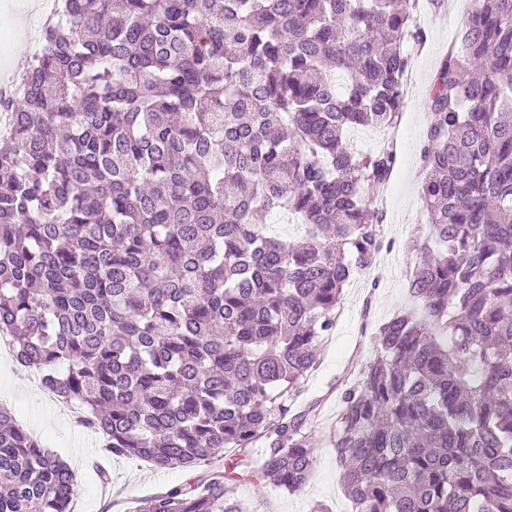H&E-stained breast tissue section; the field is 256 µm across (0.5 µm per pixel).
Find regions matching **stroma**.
Segmentation results:
<instances>
[{
    "label": "stroma",
    "instance_id": "1",
    "mask_svg": "<svg viewBox=\"0 0 512 512\" xmlns=\"http://www.w3.org/2000/svg\"><path fill=\"white\" fill-rule=\"evenodd\" d=\"M452 9H433L429 0H419L418 16L426 31L422 49L412 51L414 84L404 96L401 116L394 129L372 130L371 148L395 141L398 162L390 179L391 191L382 192L386 219L380 226L383 249L380 266L369 275L356 277L344 290L332 335L324 337L319 364L308 376L295 402L297 409L315 408L313 422L318 444L313 474L298 492L288 494L237 482L236 494L249 512H311L314 504H325L329 512H352L341 470L330 441L336 431L341 394L372 355L375 329L398 312L412 308L408 279L417 262L409 245L425 240V222L420 195L422 170L419 154L429 118L425 96L429 83L453 41L470 0H452ZM9 401L17 423L39 434L50 448L75 471V512H134L138 502L173 487L194 482L203 469H220L223 458L209 461L206 468L155 469L139 458L107 456L100 439L76 427L71 416L56 410L44 393L33 390L28 370L15 358L0 356V401ZM109 481H101L100 471Z\"/></svg>",
    "mask_w": 512,
    "mask_h": 512
}]
</instances>
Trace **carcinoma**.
<instances>
[{"label": "carcinoma", "instance_id": "obj_1", "mask_svg": "<svg viewBox=\"0 0 512 512\" xmlns=\"http://www.w3.org/2000/svg\"><path fill=\"white\" fill-rule=\"evenodd\" d=\"M416 0H58L0 100V336L112 457L224 470L136 512H248L316 462L292 409L345 286L383 247L369 190ZM410 248L332 446L354 512H512V0H471L428 90ZM294 215L304 233L269 235ZM73 470L0 405V512H71Z\"/></svg>", "mask_w": 512, "mask_h": 512}]
</instances>
